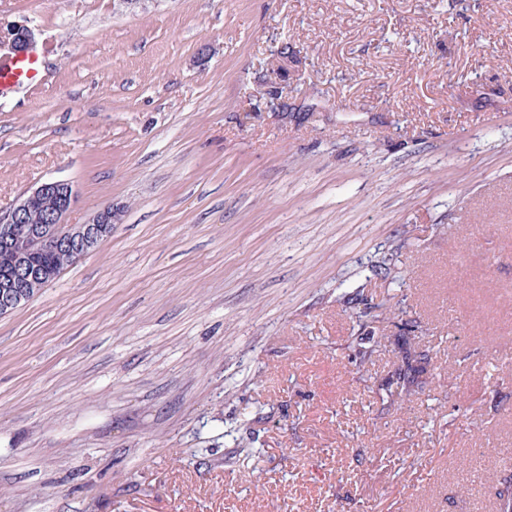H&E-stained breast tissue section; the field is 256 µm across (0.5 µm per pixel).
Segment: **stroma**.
Instances as JSON below:
<instances>
[{"mask_svg": "<svg viewBox=\"0 0 512 512\" xmlns=\"http://www.w3.org/2000/svg\"><path fill=\"white\" fill-rule=\"evenodd\" d=\"M0 215L112 234L0 316V512H498L512 0H0ZM386 262L390 276L377 274ZM407 336L433 363L391 395ZM35 42V30L28 24L0 25V49L24 54ZM42 82L41 60L30 52L25 56L0 52V93L20 86Z\"/></svg>", "mask_w": 512, "mask_h": 512, "instance_id": "stroma-1", "label": "stroma"}]
</instances>
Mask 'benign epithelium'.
I'll use <instances>...</instances> for the list:
<instances>
[{"label": "benign epithelium", "instance_id": "obj_1", "mask_svg": "<svg viewBox=\"0 0 512 512\" xmlns=\"http://www.w3.org/2000/svg\"><path fill=\"white\" fill-rule=\"evenodd\" d=\"M35 42V30L27 24L0 26V49L27 52ZM77 193L65 180H50L23 195L7 214L0 216V261L15 276L0 282V315L32 300L43 288L45 272L30 260V246L68 249L80 258L112 234L119 211L106 207L85 224H70L67 216Z\"/></svg>", "mask_w": 512, "mask_h": 512}]
</instances>
